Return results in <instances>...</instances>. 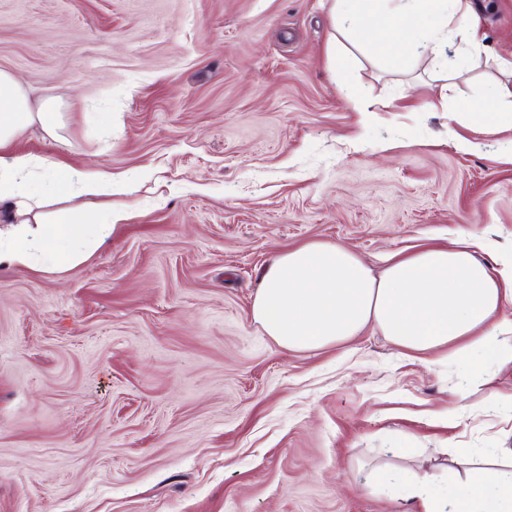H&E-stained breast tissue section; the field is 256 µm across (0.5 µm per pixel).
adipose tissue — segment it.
<instances>
[{"instance_id": "ef3b65f1", "label": "adipose tissue", "mask_w": 512, "mask_h": 512, "mask_svg": "<svg viewBox=\"0 0 512 512\" xmlns=\"http://www.w3.org/2000/svg\"><path fill=\"white\" fill-rule=\"evenodd\" d=\"M339 33L369 30L375 54L396 48L416 53L422 43L403 31L382 0H332ZM403 12L437 19L441 35L465 30L463 0H401ZM40 125L49 137L61 128L53 103L33 106L21 83L0 71V267L61 272L108 243L122 210L100 218L76 200L122 193L111 173L77 168L50 157L21 154L13 141ZM65 202V209L47 207ZM512 299V274L491 272L469 246L427 247L392 261L380 275L355 253L316 241L280 254L263 272L252 317L279 346L322 348L373 326L399 348L428 355L450 345L512 361V323H494L504 300ZM497 461L450 494L429 472H408L409 495L421 512H512V448L496 451Z\"/></svg>"}]
</instances>
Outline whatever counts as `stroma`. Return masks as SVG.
Segmentation results:
<instances>
[{"mask_svg":"<svg viewBox=\"0 0 512 512\" xmlns=\"http://www.w3.org/2000/svg\"><path fill=\"white\" fill-rule=\"evenodd\" d=\"M432 52L346 43L328 0H0V70L61 114L13 148L126 184L109 245L0 268V512H418L379 467L436 474L512 448V364L419 357L376 328L287 350L263 270L323 240L381 273L423 245L512 252V130L464 120L512 59V0H470Z\"/></svg>","mask_w":512,"mask_h":512,"instance_id":"35a3bbf8","label":"stroma"}]
</instances>
